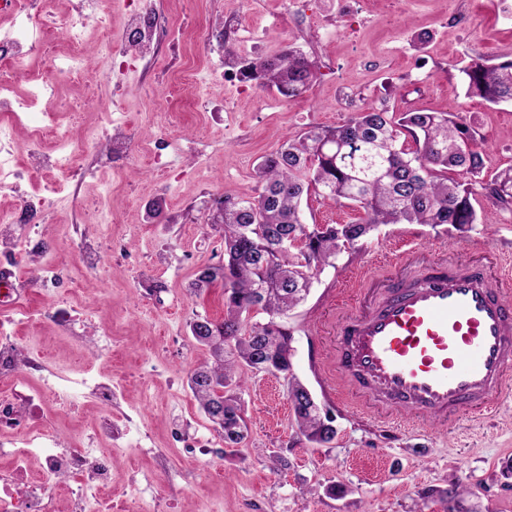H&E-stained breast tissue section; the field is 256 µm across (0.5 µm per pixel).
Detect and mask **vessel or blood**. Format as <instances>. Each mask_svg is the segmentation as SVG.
<instances>
[{
    "label": "vessel or blood",
    "mask_w": 512,
    "mask_h": 512,
    "mask_svg": "<svg viewBox=\"0 0 512 512\" xmlns=\"http://www.w3.org/2000/svg\"><path fill=\"white\" fill-rule=\"evenodd\" d=\"M336 373L395 418L490 411L512 380V276L451 254L400 280L345 319Z\"/></svg>",
    "instance_id": "1"
}]
</instances>
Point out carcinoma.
Wrapping results in <instances>:
<instances>
[{
	"label": "carcinoma",
	"instance_id": "obj_1",
	"mask_svg": "<svg viewBox=\"0 0 512 512\" xmlns=\"http://www.w3.org/2000/svg\"><path fill=\"white\" fill-rule=\"evenodd\" d=\"M462 73L468 96L493 105L512 103V59L475 61ZM241 74L294 99L310 85L314 65L286 44L276 56L242 66ZM483 165L476 133L462 118L370 107L340 125L313 126L264 156L256 170L257 196H224L221 223L212 225L224 259L200 268L192 283L197 295L222 285L224 319L190 321L193 340L209 349L211 360L193 369L189 387L225 446L234 448L248 436L237 394L242 375L265 366L292 367L286 318L308 295L318 268L380 224H450L461 230L478 223L477 188L468 177L480 174ZM479 189L496 207H512L511 173ZM311 193L347 200L365 218L310 226L303 222L301 202ZM253 311L266 313L268 320L250 322ZM307 391L288 377L287 400L298 430L324 446L336 432L325 426L322 410L305 401Z\"/></svg>",
	"mask_w": 512,
	"mask_h": 512
}]
</instances>
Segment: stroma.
<instances>
[{"label": "stroma", "instance_id": "35a3bbf8", "mask_svg": "<svg viewBox=\"0 0 512 512\" xmlns=\"http://www.w3.org/2000/svg\"><path fill=\"white\" fill-rule=\"evenodd\" d=\"M97 8L116 41L128 36L131 14L150 13L152 51L126 64L114 59L111 80L94 94L60 87L63 100L82 108L52 121L77 137L122 131L128 147L81 154L52 211L19 225L46 249L61 285L37 287L28 257H19L12 269L27 290L0 309V323H10L44 365L17 372L13 384L32 391L71 380L74 405L50 397L41 414L59 423V447L111 459L112 483L96 497L128 498L139 512H156L162 498L171 512H512V383L491 414L435 428L365 408L334 367L343 319L409 272L392 255L399 230L426 245V267L451 248L464 262L512 261V210L485 197L475 205L485 223L463 231L379 225L323 266L290 312L292 373L332 417L330 444H312L298 431L283 377L246 378L239 396L249 435L236 448L224 446L188 385L209 356L194 343L190 321L224 317L222 287L190 292L197 271L220 252L207 225L210 202L256 196L258 162L287 138L371 106L458 112L482 143L481 181L512 169V105L467 96L462 73L475 61L512 59V0H56L50 11L59 20L88 15L92 53ZM288 43L315 66L302 96L288 99L235 75L237 61L274 56ZM104 207L119 224L88 223ZM302 209L309 224L364 215L316 195ZM83 235L96 243L98 269L68 246ZM92 375L111 379V408L82 386ZM107 414L113 432L105 441L94 430ZM460 484L465 492L454 494ZM333 485L346 494H329Z\"/></svg>", "mask_w": 512, "mask_h": 512}]
</instances>
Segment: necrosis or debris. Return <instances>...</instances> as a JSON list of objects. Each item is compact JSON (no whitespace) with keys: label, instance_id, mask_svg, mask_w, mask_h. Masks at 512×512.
Here are the masks:
<instances>
[{"label":"necrosis or debris","instance_id":"4bbe7bcc","mask_svg":"<svg viewBox=\"0 0 512 512\" xmlns=\"http://www.w3.org/2000/svg\"><path fill=\"white\" fill-rule=\"evenodd\" d=\"M46 0H6L13 28L10 35L0 41V62L8 64L13 72L26 70L29 60L43 57L47 72L35 85L29 97L14 100L12 83L0 80V191L15 189L21 177L41 180L45 188L41 193L19 197L9 209H0V256L13 257L30 251L32 243L22 236L10 234L11 225L22 223L28 212L51 209L59 176L69 172L79 152L85 151L88 140H76L69 133L53 125L39 126L42 135L35 149L29 151L24 162H17L11 150L14 127L20 113L29 103H37L41 114L62 111L65 103L56 95V86L62 82L94 85L106 76L105 65L116 56H141L150 51L152 25L147 15L135 14L130 18V34L115 43L102 36L98 47L101 68L92 70L86 64L84 46L85 24L67 20L50 29L43 18ZM58 34L68 46L62 55H47L50 34ZM20 346L5 327L0 326V428L19 430V446L0 448V460L9 459L7 469L0 471V512H60L61 501H70L72 512H83L80 488L93 489L112 481L108 458L91 448L56 447L58 428L52 421L33 416L36 402L48 396L67 395L64 386L45 385L33 394L19 395L7 379L20 363Z\"/></svg>","mask_w":512,"mask_h":512}]
</instances>
